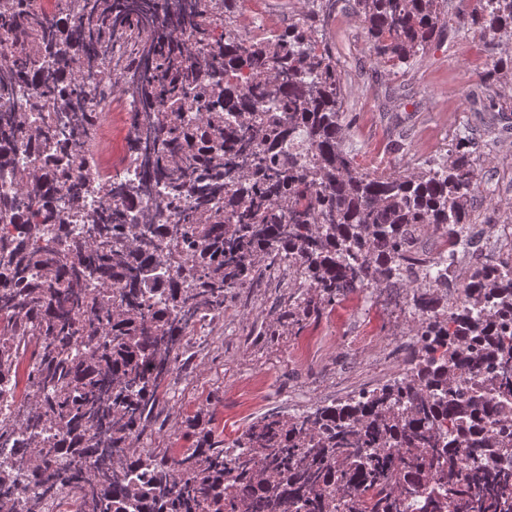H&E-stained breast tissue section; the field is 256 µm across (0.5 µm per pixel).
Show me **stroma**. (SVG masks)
Here are the masks:
<instances>
[{
    "label": "stroma",
    "instance_id": "stroma-1",
    "mask_svg": "<svg viewBox=\"0 0 512 512\" xmlns=\"http://www.w3.org/2000/svg\"><path fill=\"white\" fill-rule=\"evenodd\" d=\"M462 7V0H448L437 41L398 67L371 52L365 26L347 0H338L325 30L345 86L346 150L368 170L409 172L442 144L469 138L479 171L476 226L492 236L496 225H512V183L506 181L512 118L502 119L472 90L493 55H512V38H501L488 52L486 37L459 29ZM130 125L127 96L113 97L111 116L99 129L100 155L113 166L126 162ZM288 291L283 268L225 304L223 321L198 337L189 365L162 389L161 425L146 430L147 447L182 446L185 415L212 392L220 398L217 424L229 441L265 414L329 404L401 373L418 322L400 311L405 289L381 286L351 295L299 335L283 336L273 347L257 342V329L276 321Z\"/></svg>",
    "mask_w": 512,
    "mask_h": 512
}]
</instances>
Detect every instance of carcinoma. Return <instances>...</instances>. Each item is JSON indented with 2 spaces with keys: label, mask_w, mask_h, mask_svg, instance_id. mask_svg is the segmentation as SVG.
<instances>
[{
  "label": "carcinoma",
  "mask_w": 512,
  "mask_h": 512,
  "mask_svg": "<svg viewBox=\"0 0 512 512\" xmlns=\"http://www.w3.org/2000/svg\"><path fill=\"white\" fill-rule=\"evenodd\" d=\"M476 0L461 29L512 36V0ZM240 0H0L12 62L0 67V512H512V443L445 439L438 418L512 428V256L448 278L473 244L478 167L469 141L408 173H371L343 146L345 95L320 0L272 37L229 26ZM371 48L393 66L436 39L444 0H353ZM131 62L106 81L124 44ZM512 73V56L480 75ZM131 96L132 172L99 178L94 138L113 89ZM29 89L22 109L15 99ZM36 154L16 165L18 148ZM148 201L136 215L130 208ZM82 234L67 238V226ZM442 230L448 249L415 251ZM293 289L261 336L295 335L349 294L415 284L401 311L431 313L400 376L332 406L267 414L231 444L207 398L191 444L145 448L160 389L204 314L258 286L261 264ZM177 275H170L172 265ZM461 288L474 313L448 310ZM473 373L476 389L456 390ZM27 394L19 398L20 380ZM28 495L19 502L16 491Z\"/></svg>",
  "instance_id": "cac0c4a2"
}]
</instances>
